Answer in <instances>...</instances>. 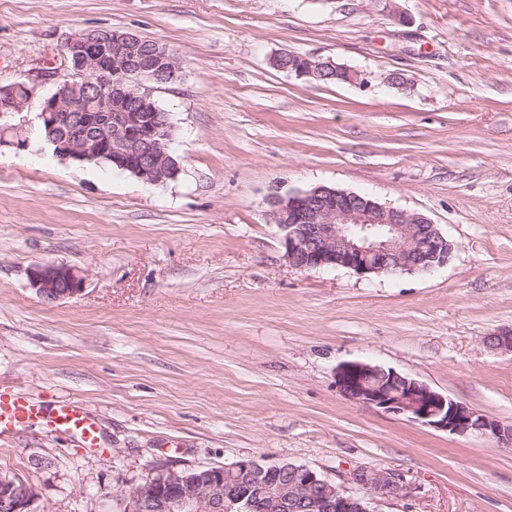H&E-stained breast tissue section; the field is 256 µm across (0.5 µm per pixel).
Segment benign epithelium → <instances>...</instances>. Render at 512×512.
<instances>
[{
	"instance_id": "obj_1",
	"label": "benign epithelium",
	"mask_w": 512,
	"mask_h": 512,
	"mask_svg": "<svg viewBox=\"0 0 512 512\" xmlns=\"http://www.w3.org/2000/svg\"><path fill=\"white\" fill-rule=\"evenodd\" d=\"M138 35L111 29L99 39L72 35L63 60L72 71L59 80L54 68L41 71L38 81L21 80L0 86V144L26 147L23 129L7 119L38 104V119L55 156L63 161L115 163L130 169L142 181L159 185L180 170L169 151L172 122L157 112L142 81L171 83L177 79L178 60L168 47L156 44L149 62H139ZM294 72L314 78L325 64L317 56H297ZM55 91L38 96L41 84ZM130 102L137 112H126ZM273 222L283 232L285 257L298 270L344 268L361 276L430 273L448 265L452 245L427 216L387 206L375 198L326 186L293 191L269 198ZM29 286L46 302L73 298L82 291L83 277L66 265L30 268ZM336 387L356 403L385 414L404 416L439 431L465 436L477 434L512 447V426L480 414L428 385L364 362H346L336 371ZM292 478V493L269 482L271 473ZM352 480L366 495H350L306 465L240 460L219 469L159 467L148 483L129 491V512H234L252 509L264 498L266 512H305L311 493L320 490L326 512H372L367 496L405 498L412 493L406 478L395 471L372 472ZM237 482L224 486V478ZM35 491L0 475V512H29Z\"/></svg>"
}]
</instances>
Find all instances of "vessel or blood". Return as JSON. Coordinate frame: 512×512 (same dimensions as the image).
I'll return each instance as SVG.
<instances>
[{
	"mask_svg": "<svg viewBox=\"0 0 512 512\" xmlns=\"http://www.w3.org/2000/svg\"><path fill=\"white\" fill-rule=\"evenodd\" d=\"M21 426H33L47 435L66 434L80 447L101 446L99 427L93 416L79 402L59 400L51 404L31 399L0 385V437Z\"/></svg>",
	"mask_w": 512,
	"mask_h": 512,
	"instance_id": "obj_1",
	"label": "vessel or blood"
}]
</instances>
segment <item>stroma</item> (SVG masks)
Listing matches in <instances>:
<instances>
[{"mask_svg":"<svg viewBox=\"0 0 512 512\" xmlns=\"http://www.w3.org/2000/svg\"><path fill=\"white\" fill-rule=\"evenodd\" d=\"M95 28L179 58L148 90L181 169L149 185L63 162L36 108L18 115L27 147L0 148V384L82 403L102 447L21 427L0 474L35 489V512H124L156 465L243 459L356 495L358 467L404 473L411 497L372 512H512V448L336 387L339 365L368 362L512 425V353L485 343L512 330V0H0V85ZM284 52L368 84L296 77ZM316 186L426 215L450 263L296 270L268 199ZM38 264L80 270L82 292L45 303Z\"/></svg>","mask_w":512,"mask_h":512,"instance_id":"35a3bbf8","label":"stroma"}]
</instances>
